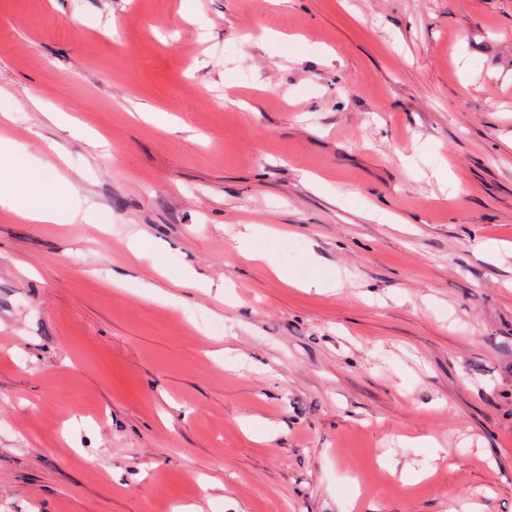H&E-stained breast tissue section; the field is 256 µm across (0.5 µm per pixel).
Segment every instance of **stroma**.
<instances>
[{
    "label": "stroma",
    "mask_w": 512,
    "mask_h": 512,
    "mask_svg": "<svg viewBox=\"0 0 512 512\" xmlns=\"http://www.w3.org/2000/svg\"><path fill=\"white\" fill-rule=\"evenodd\" d=\"M0 110V512H512V0H0ZM17 181L25 184L24 192L14 189ZM76 181V177L58 175L49 182L43 164L15 150L9 138L0 140V206L21 219L39 224L61 223L65 202L75 191ZM266 234L267 229L261 225L245 224L243 229L239 230L234 236V240L240 245L246 244L248 247H250L251 252L255 258L268 260L273 265L277 276L286 284L296 288H304L306 290L315 288L318 292H336L338 285L336 283V278L334 277L320 276L315 274H295L291 277L285 275L264 251L257 249L254 246L255 243Z\"/></svg>",
    "instance_id": "35a3bbf8"
}]
</instances>
